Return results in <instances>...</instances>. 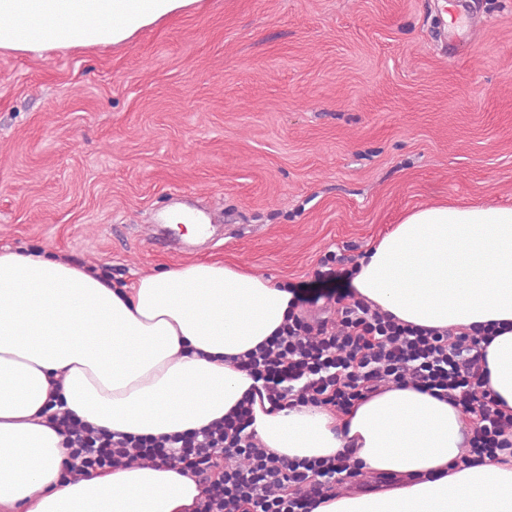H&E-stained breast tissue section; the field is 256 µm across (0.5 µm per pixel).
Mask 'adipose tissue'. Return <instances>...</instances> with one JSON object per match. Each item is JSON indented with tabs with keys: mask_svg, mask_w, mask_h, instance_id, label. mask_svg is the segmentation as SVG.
<instances>
[{
	"mask_svg": "<svg viewBox=\"0 0 512 512\" xmlns=\"http://www.w3.org/2000/svg\"><path fill=\"white\" fill-rule=\"evenodd\" d=\"M199 0H0V50L120 44ZM358 297L423 328L495 326L488 387L512 410V207L440 203L408 211L355 263ZM282 284L214 261L132 286L51 251L0 249V512H192L189 477L159 464L64 482L63 438L43 411L114 433L158 437L224 418L253 386L232 357L284 324ZM258 440L288 459L352 449L379 478L315 512H512V456L469 459L462 412L410 386L349 413L253 408Z\"/></svg>",
	"mask_w": 512,
	"mask_h": 512,
	"instance_id": "adipose-tissue-1",
	"label": "adipose tissue"
}]
</instances>
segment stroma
<instances>
[{"instance_id":"1","label":"stroma","mask_w":512,"mask_h":512,"mask_svg":"<svg viewBox=\"0 0 512 512\" xmlns=\"http://www.w3.org/2000/svg\"><path fill=\"white\" fill-rule=\"evenodd\" d=\"M512 206V0H202L119 45L0 50V247L133 284L194 260L347 288L414 208ZM212 241L156 239L177 205ZM354 261H355V258H352V257L348 258L341 254L338 255L337 253L324 254V256L322 258H320V260H319V267L321 268V270H317L315 272V277L318 279L326 277L328 279H333V280L341 279L344 277H347L348 279H350L352 273L349 270L346 271L343 268L336 269L332 265L333 264L344 265L343 264L344 262H349L352 264V262H354ZM322 269H324V270H322Z\"/></svg>"}]
</instances>
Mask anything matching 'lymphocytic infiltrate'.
<instances>
[{"mask_svg": "<svg viewBox=\"0 0 512 512\" xmlns=\"http://www.w3.org/2000/svg\"><path fill=\"white\" fill-rule=\"evenodd\" d=\"M483 341L476 332L400 323L348 292L317 317L293 309L278 333L236 366L260 381L275 409L313 405L346 413L378 390L409 384L460 409L473 425L471 454H512V411L501 410L484 387ZM254 403L246 397L223 420L160 437L111 433L57 413L49 421L65 437V478L167 463L201 486L195 512H315L335 479L361 476L349 450L289 461L262 448L250 431Z\"/></svg>", "mask_w": 512, "mask_h": 512, "instance_id": "lymphocytic-infiltrate-1", "label": "lymphocytic infiltrate"}]
</instances>
